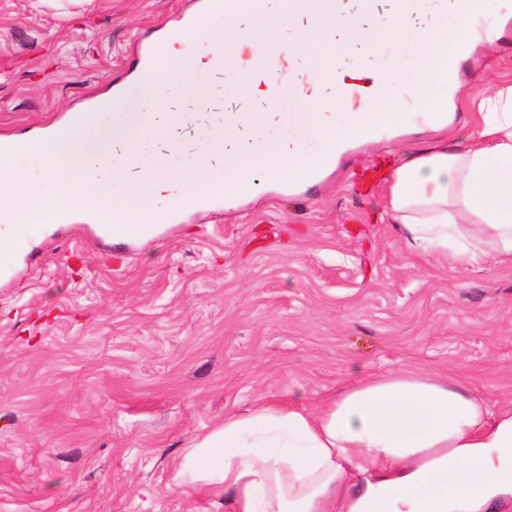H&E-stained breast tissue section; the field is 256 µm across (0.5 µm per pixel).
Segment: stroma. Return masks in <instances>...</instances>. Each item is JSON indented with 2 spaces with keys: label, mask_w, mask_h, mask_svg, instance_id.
<instances>
[{
  "label": "stroma",
  "mask_w": 512,
  "mask_h": 512,
  "mask_svg": "<svg viewBox=\"0 0 512 512\" xmlns=\"http://www.w3.org/2000/svg\"><path fill=\"white\" fill-rule=\"evenodd\" d=\"M188 0H87L77 16L0 0V138L39 134L136 73L130 44L153 41ZM495 43L465 58L469 97L512 85V0H493ZM143 153L176 176L190 156L179 114L209 88L197 68ZM375 144L351 143L322 176L277 184L152 227L137 242L91 224L47 226L0 277V512H224L170 488L190 440L262 400H315L406 368L512 399V267L456 269L410 253L365 181Z\"/></svg>",
  "instance_id": "35a3bbf8"
}]
</instances>
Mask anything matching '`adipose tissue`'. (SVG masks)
I'll return each mask as SVG.
<instances>
[{"label": "adipose tissue", "mask_w": 512, "mask_h": 512, "mask_svg": "<svg viewBox=\"0 0 512 512\" xmlns=\"http://www.w3.org/2000/svg\"><path fill=\"white\" fill-rule=\"evenodd\" d=\"M211 13L223 16L227 30L246 32L264 69L237 72L233 82L263 105L284 88V70L271 54L279 45L272 17H297L298 48L314 75L294 89L295 122L319 141L321 153L295 137L267 139L269 113L249 112L225 120L223 135L198 136L194 170L165 177L141 144L161 135L159 113L180 89L146 73L127 95L151 110L127 111L123 126L100 125L99 113L118 107L107 95L94 111L74 113L43 136L0 141V260L24 244L21 227L39 231L91 212L120 238L163 223L169 210L209 191L232 200L254 194L264 181L316 178L325 156L348 142L380 141L415 112L435 137L390 161L386 218L411 253L460 269L490 257L512 265V85L489 86L475 124L448 131V45L467 52L474 24L453 0H426L414 13L399 0H249L236 12L214 0ZM411 28L422 37L405 69L375 80V48L399 42ZM203 32L200 23L173 30L169 41L180 49L161 62L162 71L197 68ZM227 134L237 147L221 163ZM20 155L34 162L47 194L30 197L13 181L11 161ZM117 170L130 178L125 203L109 193ZM172 487L223 499L226 512H495L512 496V406L491 408L470 383L405 370L347 383L312 404L261 402L195 436Z\"/></svg>", "instance_id": "1"}]
</instances>
